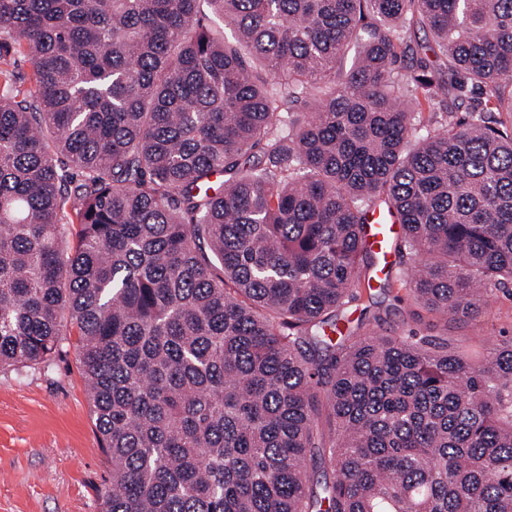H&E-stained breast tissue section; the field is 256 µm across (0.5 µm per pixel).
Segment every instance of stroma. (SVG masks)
I'll use <instances>...</instances> for the list:
<instances>
[{
    "mask_svg": "<svg viewBox=\"0 0 512 512\" xmlns=\"http://www.w3.org/2000/svg\"><path fill=\"white\" fill-rule=\"evenodd\" d=\"M380 314L384 334L415 329L444 336L450 347L483 352L512 336V286L495 291L475 317L411 316V297L365 291L349 309ZM111 466L101 449L82 375L76 337L69 336L50 367L0 370V512H101Z\"/></svg>",
    "mask_w": 512,
    "mask_h": 512,
    "instance_id": "stroma-1",
    "label": "stroma"
}]
</instances>
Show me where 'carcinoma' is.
<instances>
[{
	"mask_svg": "<svg viewBox=\"0 0 512 512\" xmlns=\"http://www.w3.org/2000/svg\"><path fill=\"white\" fill-rule=\"evenodd\" d=\"M500 112L512 0H0V368L77 336L101 512H512V336L345 325L376 207L425 311L512 285Z\"/></svg>",
	"mask_w": 512,
	"mask_h": 512,
	"instance_id": "carcinoma-1",
	"label": "carcinoma"
}]
</instances>
